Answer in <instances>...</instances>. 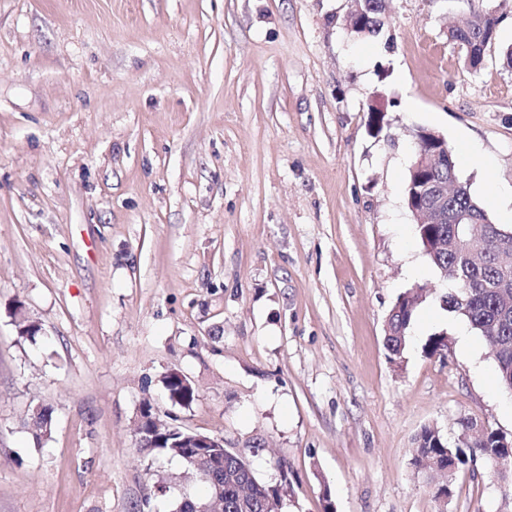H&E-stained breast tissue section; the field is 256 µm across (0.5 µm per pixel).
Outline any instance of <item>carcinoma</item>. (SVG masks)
<instances>
[{
  "instance_id": "cac0c4a2",
  "label": "carcinoma",
  "mask_w": 512,
  "mask_h": 512,
  "mask_svg": "<svg viewBox=\"0 0 512 512\" xmlns=\"http://www.w3.org/2000/svg\"><path fill=\"white\" fill-rule=\"evenodd\" d=\"M362 15L355 23V31L362 37L382 35L386 17L385 0H360ZM499 17L489 11H476L471 20L451 33L464 51V64L470 68L480 65L486 47L497 34ZM437 182H454L458 185L456 195L448 200V212L469 216L465 224H422L417 234L422 248L436 236L458 235L461 239L481 248L479 257L466 258L458 252L428 251L426 255L445 281L453 288L442 296L448 312L467 318L475 332L487 342H497L493 351L497 380L502 388L512 391V311L504 313L498 306V286L504 279L497 263V253L503 248L512 249V227L507 228L491 221L485 209L472 195L470 185L461 181L455 170L453 152H448L441 166L432 171ZM420 302L413 299L411 291L402 293L396 300L388 317L391 335L385 337V348L389 359L401 362L409 344V333ZM16 326L21 337L34 341L42 333L40 324L17 309L14 312ZM448 347V336L434 335L423 345L429 356L441 353ZM165 387L169 399L180 404H189L195 398V389L182 384L179 377L170 373L165 376ZM470 420L459 421L458 436L462 440L452 444L434 427H425L416 437V449L412 465L419 472L451 468L455 472L472 470L477 462L485 461L492 454L505 460L512 458V440L506 435L489 430L481 437H466ZM180 427L170 426V435L150 448H138L145 455L165 454L171 457L186 453L177 449L181 438ZM239 484L224 479V512H238L235 503ZM254 512H277L281 500V488L260 483L253 485Z\"/></svg>"
}]
</instances>
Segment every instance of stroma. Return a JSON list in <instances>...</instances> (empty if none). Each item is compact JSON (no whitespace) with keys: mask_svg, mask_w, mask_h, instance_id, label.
Instances as JSON below:
<instances>
[{"mask_svg":"<svg viewBox=\"0 0 512 512\" xmlns=\"http://www.w3.org/2000/svg\"><path fill=\"white\" fill-rule=\"evenodd\" d=\"M354 7L0 0V512H172L203 495L180 459L138 452L147 401L258 480L288 477L280 512H512L484 464L444 505L414 473L425 426L511 437L512 394L448 318L404 198L431 129L503 223L512 0H391L378 39L345 28ZM478 8L503 19L472 69L449 30ZM416 287L398 367L386 320ZM442 332L447 350L425 355ZM172 371L191 404L169 400Z\"/></svg>","mask_w":512,"mask_h":512,"instance_id":"1","label":"stroma"}]
</instances>
